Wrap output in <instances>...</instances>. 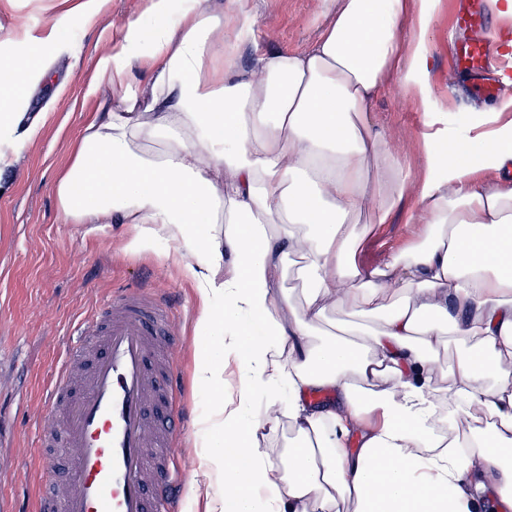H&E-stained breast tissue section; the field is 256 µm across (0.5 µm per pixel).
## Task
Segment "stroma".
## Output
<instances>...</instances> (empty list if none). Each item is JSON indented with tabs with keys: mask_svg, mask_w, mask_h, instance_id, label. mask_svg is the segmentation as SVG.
<instances>
[{
	"mask_svg": "<svg viewBox=\"0 0 512 512\" xmlns=\"http://www.w3.org/2000/svg\"><path fill=\"white\" fill-rule=\"evenodd\" d=\"M453 8V0H440L433 16L427 80L434 108L448 109L471 123L481 111L465 103L462 86L467 78L450 64ZM322 9L323 0H254L257 46L242 51L238 66L250 67L257 48H307L324 23ZM59 10V0H11L0 11V56L21 54L17 32H47ZM141 10L142 0H111L94 25L57 29L62 49L51 56V77L36 85L23 106L25 112H45L49 118L15 166L0 173V505L8 512H37V433L54 370L65 358L74 327L113 289L140 285L147 270L154 288L171 295L176 307L167 354L179 371L177 406L190 417L175 450L183 485L181 512H203L205 506L191 473L202 461L212 396L194 384L193 369L209 343L210 330L200 320L194 287L182 273L188 253L168 243L148 252L134 251L129 246L134 230L128 224L94 228L65 223L53 192L87 114L109 107L107 96L85 95L90 60L105 49L114 30ZM371 110L391 149L412 170H419L422 112L392 83ZM417 234V225L395 214L392 223L378 226L363 243L358 260L378 265L388 251L415 240Z\"/></svg>",
	"mask_w": 512,
	"mask_h": 512,
	"instance_id": "stroma-1",
	"label": "stroma"
}]
</instances>
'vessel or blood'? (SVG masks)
<instances>
[{
	"label": "vessel or blood",
	"instance_id": "vessel-or-blood-1",
	"mask_svg": "<svg viewBox=\"0 0 512 512\" xmlns=\"http://www.w3.org/2000/svg\"><path fill=\"white\" fill-rule=\"evenodd\" d=\"M487 23L486 0H456L454 24L468 36L451 62L479 99L498 92L486 75ZM173 322L170 300L139 287L114 292L78 324L39 430V512H179L169 452L185 419L177 371L161 364Z\"/></svg>",
	"mask_w": 512,
	"mask_h": 512
}]
</instances>
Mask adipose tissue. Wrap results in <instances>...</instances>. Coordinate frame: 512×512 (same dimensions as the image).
<instances>
[{"label": "adipose tissue", "instance_id": "ef3b65f1", "mask_svg": "<svg viewBox=\"0 0 512 512\" xmlns=\"http://www.w3.org/2000/svg\"><path fill=\"white\" fill-rule=\"evenodd\" d=\"M144 2L95 59L86 94L111 104L88 114L53 190L67 223L130 224L133 249L190 252L215 331L194 367L213 395L193 476L205 512H476L483 494L512 512V382L498 375L512 365V79L477 122L433 108L438 0H324L310 47L255 50L248 72L251 0ZM19 42L0 58V169L40 133L20 106L57 38ZM391 74L424 116L418 174L370 115ZM399 210L416 241L359 264L371 225ZM291 255L300 304L282 288ZM331 308L350 323L325 328ZM450 342L465 351L443 400ZM283 424L275 463L261 440Z\"/></svg>", "mask_w": 512, "mask_h": 512}]
</instances>
